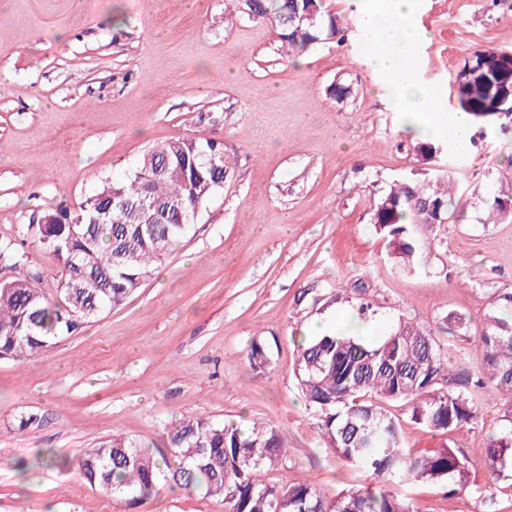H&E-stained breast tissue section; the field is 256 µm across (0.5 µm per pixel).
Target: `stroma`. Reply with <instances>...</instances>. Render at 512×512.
<instances>
[{
  "mask_svg": "<svg viewBox=\"0 0 512 512\" xmlns=\"http://www.w3.org/2000/svg\"><path fill=\"white\" fill-rule=\"evenodd\" d=\"M344 41L282 54L270 22L242 0H0V242L23 241L41 288L62 263L27 238L33 215L77 209L104 179H125L162 142L213 138L235 175L200 210L181 249L122 306L24 362L0 360V512H124L74 465L123 435L163 445L185 418L267 422L285 464L265 484L313 479L326 500L367 482L327 447L294 375L304 335L339 328L368 305V342L404 318L432 330L449 357L476 365L483 350L449 313L480 322L494 292L512 289V219L484 223L487 196L512 189V119L477 120L467 154L422 161L382 78L364 69L359 14L366 0H323ZM426 38L412 65L440 111H457L453 80L485 49L512 51V0H417ZM350 88L335 97V84ZM451 168L468 204L445 225L423 274L401 271L371 224L394 182ZM268 342L253 370L246 350ZM408 448L450 446L473 486L445 497L410 486L419 512H512V462L482 467L489 435L512 412L484 398L475 422L433 433L411 406L387 403ZM38 423L20 428L21 416ZM53 450L64 465L49 468ZM27 472H19L17 462ZM140 512H224L217 499L163 488Z\"/></svg>",
  "mask_w": 512,
  "mask_h": 512,
  "instance_id": "obj_1",
  "label": "stroma"
}]
</instances>
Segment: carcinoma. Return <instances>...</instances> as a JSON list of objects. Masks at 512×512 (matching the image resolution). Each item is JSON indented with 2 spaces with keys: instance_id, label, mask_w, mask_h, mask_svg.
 I'll return each instance as SVG.
<instances>
[{
  "instance_id": "obj_1",
  "label": "carcinoma",
  "mask_w": 512,
  "mask_h": 512,
  "mask_svg": "<svg viewBox=\"0 0 512 512\" xmlns=\"http://www.w3.org/2000/svg\"><path fill=\"white\" fill-rule=\"evenodd\" d=\"M248 16L267 19L286 50L304 52L324 39H343L341 19L322 0H249ZM471 64L482 70L474 80L456 73L459 107L470 115L507 112L496 87L512 86L506 51H478ZM235 164L224 144L194 136L167 141L145 153L125 181H106L71 212L47 211L51 224L30 219L40 244L63 261L65 274L56 295L31 287L36 275L25 272L24 247L0 243V259L17 276L0 282V359L21 361L48 352L61 337L122 305L139 291L154 265L176 252L194 224V214L224 187ZM451 170L390 187L375 203L371 217L386 239L394 264L407 273L426 271V257L438 246L429 227L454 221L462 209ZM486 204L485 223L509 218L502 200ZM359 324L298 345L296 379L317 416L328 447L367 473L373 482L343 490L328 503L316 483L303 480L284 487L261 484L255 474L286 458L281 430L270 423L244 428L234 422L197 417L168 430L166 448L129 437H111L77 460L81 478L92 488L124 497L137 508L158 495L162 483L220 498L226 512H416L408 486L428 481L448 487L447 495L470 482L466 457L442 447L417 454L404 445L401 426L387 414L385 401H411V419L431 432L448 433L476 418L480 388L492 397H512V291L498 292L478 330L484 354L471 371L448 365L433 333L403 320L380 341L356 335ZM256 370L270 360L268 345L253 340L246 354ZM512 458V415L489 436L484 464L491 472Z\"/></svg>"
}]
</instances>
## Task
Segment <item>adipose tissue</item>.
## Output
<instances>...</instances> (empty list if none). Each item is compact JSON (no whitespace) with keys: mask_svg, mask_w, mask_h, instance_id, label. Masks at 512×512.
<instances>
[{"mask_svg":"<svg viewBox=\"0 0 512 512\" xmlns=\"http://www.w3.org/2000/svg\"><path fill=\"white\" fill-rule=\"evenodd\" d=\"M415 0H371L361 17L363 65L385 76L392 97L404 117V130L417 139L445 138L458 151H467L472 126L467 113L444 117L434 96L415 78L412 53L416 34L412 26Z\"/></svg>","mask_w":512,"mask_h":512,"instance_id":"obj_1","label":"adipose tissue"}]
</instances>
